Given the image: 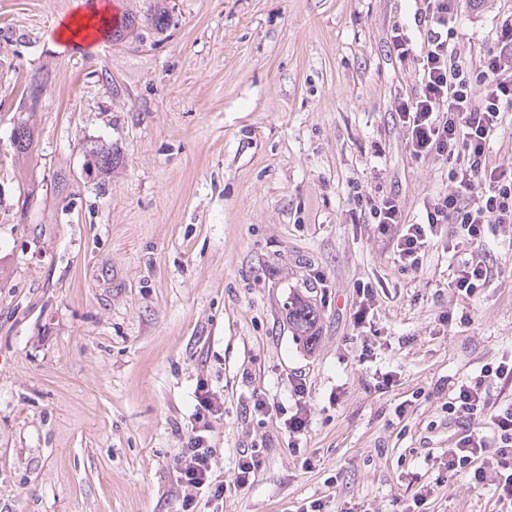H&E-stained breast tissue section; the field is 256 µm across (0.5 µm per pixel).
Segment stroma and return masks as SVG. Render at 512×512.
<instances>
[{
    "mask_svg": "<svg viewBox=\"0 0 512 512\" xmlns=\"http://www.w3.org/2000/svg\"><path fill=\"white\" fill-rule=\"evenodd\" d=\"M75 3L0 0V512H182L202 385L223 402L205 433L223 512H512L499 476L444 456L464 430L447 383L512 360V231L476 255L438 225L407 269L367 204L393 197L416 224L448 183L392 109L419 86L390 43L396 23L424 40L415 0H170L167 32L88 48L54 35ZM509 14L462 6L463 63L500 48ZM42 66L21 165L10 135ZM475 255L491 282L467 298L451 273ZM298 296L320 313L310 349L286 320ZM246 448L261 466L240 486Z\"/></svg>",
    "mask_w": 512,
    "mask_h": 512,
    "instance_id": "obj_1",
    "label": "stroma"
}]
</instances>
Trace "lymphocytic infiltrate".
Here are the masks:
<instances>
[{
	"label": "lymphocytic infiltrate",
	"instance_id": "f902f5d3",
	"mask_svg": "<svg viewBox=\"0 0 512 512\" xmlns=\"http://www.w3.org/2000/svg\"><path fill=\"white\" fill-rule=\"evenodd\" d=\"M427 38L414 46L406 29L392 27V43L399 57L415 58L419 88L394 103L406 130L407 146L419 158L448 161L449 190L433 199L427 221L406 223L400 204L390 197L370 198L371 211L382 230L399 228L396 249L401 262L418 266L436 225L457 224L467 233L470 245H480L487 229L512 224V163L495 167L486 163L487 146L512 112V15L501 25L499 51L480 58L478 64L462 65L450 50L455 34L459 0H418ZM512 380V364L483 367L478 376L451 386L448 412L456 420L478 421L448 451L449 470H472L485 479L489 469L512 464V402L490 405L485 392L488 379ZM495 444V458H488V444ZM179 471L182 487L207 490L216 500L224 497V482L215 470V454L203 435L190 438L182 451Z\"/></svg>",
	"mask_w": 512,
	"mask_h": 512
}]
</instances>
